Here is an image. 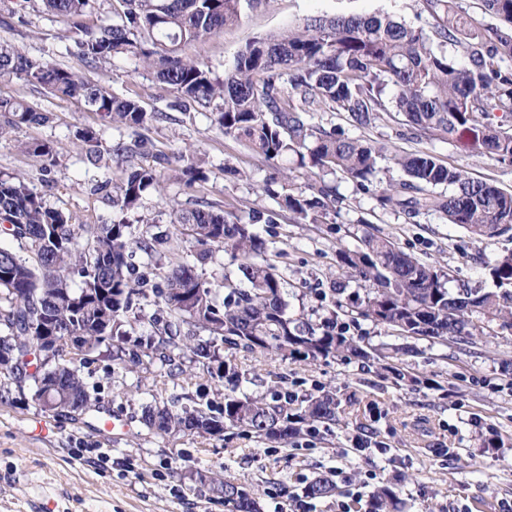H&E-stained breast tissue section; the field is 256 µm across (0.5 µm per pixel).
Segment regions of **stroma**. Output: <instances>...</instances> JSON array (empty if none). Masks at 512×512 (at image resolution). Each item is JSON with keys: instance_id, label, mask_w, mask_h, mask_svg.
Instances as JSON below:
<instances>
[{"instance_id": "35a3bbf8", "label": "stroma", "mask_w": 512, "mask_h": 512, "mask_svg": "<svg viewBox=\"0 0 512 512\" xmlns=\"http://www.w3.org/2000/svg\"><path fill=\"white\" fill-rule=\"evenodd\" d=\"M317 15H389L431 30L433 20L420 0H264L241 21L212 39L186 45L185 55L207 62L224 75L239 51L258 37L279 35ZM0 39L36 59L54 61L136 95L153 119L142 138L155 147L143 155L155 164V151L173 156L191 143L199 147L205 178L192 191L175 181L163 193L145 196L139 211L123 216L133 231L150 218L152 232L169 228L171 208L208 207L217 212L263 213L254 225L266 243V256L288 280V311L318 324L335 318L345 336L378 345L390 331L371 321L338 312L365 298L360 282L338 273L339 250L352 249L371 232L391 238L402 251L449 271L453 284L494 290L489 264L512 251V231L476 236L449 223L435 211L408 218L401 207L380 206L376 190H365L343 174H327L336 191V212L325 224H303L266 191L274 166L212 124L199 106L178 107L138 67L135 59L116 57L88 68L64 23L45 11L41 0H0ZM0 97L20 98L49 112L43 125L22 128L0 140V175H24L52 208L76 224H108L117 219L101 184L119 170L108 152L116 144H133V135L103 123L83 104L61 99L14 79L0 80ZM316 125L340 127L346 135L386 144L389 149H421L444 163L461 167L469 177L512 192V164L497 162L452 140L417 141L412 128L383 114L366 129L345 116L315 112ZM94 128L105 157L85 158L76 134ZM28 141H47L56 150L53 166L27 154ZM416 354L401 357L409 374L399 381L378 364L358 358H321L292 362L270 354L254 357L244 350L220 348L221 359L249 374L240 389L271 397L286 388L315 393L332 388L343 421L288 445L264 443L230 430L221 436L160 435L143 422L146 407L179 401L199 407L220 406L224 385L208 379L191 356L182 371L170 374L153 362L131 368L112 359L109 344L76 352L73 362L96 408L53 414L44 411L30 391L15 383L0 385V512H227L223 499L198 481V473L217 471L251 489L261 512L303 495L315 477L344 469L351 484L338 495L314 500L310 512H366L368 496L378 486L393 487L401 512H502L512 501V331H498L473 343L415 340ZM125 419L128 429L115 435L104 429L105 416ZM372 446L352 453L354 437Z\"/></svg>"}]
</instances>
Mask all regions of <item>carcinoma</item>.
Instances as JSON below:
<instances>
[{"label": "carcinoma", "instance_id": "1", "mask_svg": "<svg viewBox=\"0 0 512 512\" xmlns=\"http://www.w3.org/2000/svg\"><path fill=\"white\" fill-rule=\"evenodd\" d=\"M75 39L79 55L93 67L120 55L138 58L154 81L176 95L211 109L214 124L251 151L273 162L283 181L304 185L282 197L298 220L323 224L335 211L336 192L323 174L340 171L366 189L374 182L383 148L351 138L333 126L313 125L311 112H343L359 128L381 113L397 114L417 136L452 139L512 163V0H481L487 24L467 14L460 0H422L434 20L432 34L388 16H314L278 36L249 43L220 78L198 59L181 55L182 47L210 39L240 21L262 0H114L119 21L91 28L84 23L89 0H42ZM461 50L452 59L434 43ZM22 79L50 94L83 103L118 128L133 133L151 119L131 96L61 65L34 59L0 40V79ZM50 117L22 99L0 98V137L22 127L43 125ZM87 158L102 160L97 133L82 130ZM28 154L54 162L46 142H26ZM200 150L185 146L181 168L165 173L150 165L122 171L112 187V207L125 215L140 208L143 197L176 180L187 189L204 178ZM393 164L406 179L391 182L378 195L410 215L432 209L448 223L477 236H493L512 224V193L469 177L430 153L393 152ZM300 175H294V172ZM445 186L448 193L435 189ZM171 229L134 235L121 218L110 224H74L49 207L21 174L0 177V233L21 251L0 246V377L31 382L32 398L45 410L96 405L65 348L78 342L92 348L107 340L133 366H144L159 353L170 371L180 369L177 354L188 352L209 378L240 382L242 374L219 361L218 345L254 355L274 352L283 359L314 361L355 356L383 361L414 352L409 345H362L336 332V324H312L288 316L286 276L265 256V242L252 225L229 212L172 210ZM194 249L185 253V240ZM222 249L238 262L239 275L209 282L198 269ZM159 254L164 287L133 275L131 254ZM343 275L364 282L365 304L349 314L371 320L404 338L446 342L474 340L512 330V252L490 265L500 292L448 287L450 274L408 255L388 238L366 234L355 250L339 252ZM156 293L167 319L150 317L154 335L126 348L123 327L140 318L134 298ZM191 329L181 333V325ZM340 403L331 390L305 393L291 400L255 397L231 388L224 404L206 412L147 407L145 425L158 434L221 436L240 428L261 440L288 444L320 424L340 422ZM233 512H260L243 486L215 475L200 476ZM336 484L322 475L305 488V497L327 498ZM398 499L388 485L371 495L370 512H396Z\"/></svg>", "mask_w": 512, "mask_h": 512}]
</instances>
